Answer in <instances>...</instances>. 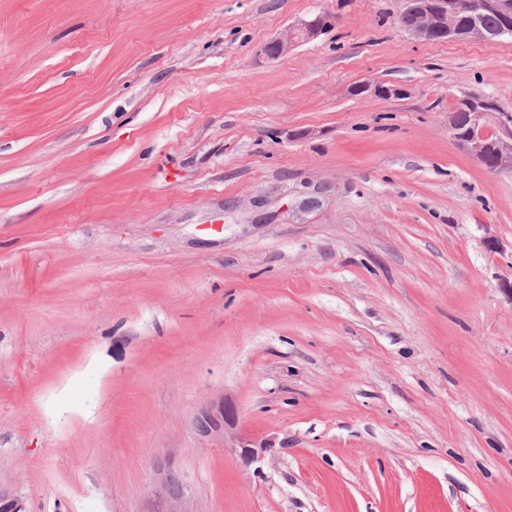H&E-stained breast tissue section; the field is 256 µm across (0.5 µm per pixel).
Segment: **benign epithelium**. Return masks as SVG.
<instances>
[{
  "label": "benign epithelium",
  "mask_w": 512,
  "mask_h": 512,
  "mask_svg": "<svg viewBox=\"0 0 512 512\" xmlns=\"http://www.w3.org/2000/svg\"><path fill=\"white\" fill-rule=\"evenodd\" d=\"M493 11L504 17L505 23L493 32L482 28L480 11ZM404 14L411 22L401 28L413 36L426 41H446L448 39H475L493 45L503 36H512V0H482L474 4L472 0H406ZM471 16L469 27L458 25L459 19ZM332 25L326 15H316L300 24L279 33L258 50V56L266 61H274L288 53L297 45L315 39ZM356 91L371 92L380 98L398 97L404 91L397 86L365 81L356 86ZM459 102L467 110L469 127L464 138L457 137V113L448 116V128L456 141L471 153L480 163H485L484 150L489 139H494L501 155L499 168H512V111L501 107L495 99L486 95L469 94ZM201 433H227V426L234 425V414L220 405L201 413L196 419ZM272 447L271 441L252 439L243 434L232 436L230 450L235 461L250 465L262 453ZM161 501L167 507L160 512H187L181 508L183 484L171 475L159 492Z\"/></svg>",
  "instance_id": "benign-epithelium-1"
}]
</instances>
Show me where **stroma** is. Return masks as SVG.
<instances>
[{
    "instance_id": "obj_1",
    "label": "stroma",
    "mask_w": 512,
    "mask_h": 512,
    "mask_svg": "<svg viewBox=\"0 0 512 512\" xmlns=\"http://www.w3.org/2000/svg\"><path fill=\"white\" fill-rule=\"evenodd\" d=\"M403 7L0 0L17 512H155L171 472L186 512H512V170L448 131L461 94L512 107V37ZM222 403L261 461L198 431ZM332 25V19L320 14L301 21L279 33L258 50V56L266 61H274L288 53L300 43L317 38ZM225 447L230 448L235 461L244 465L258 461L268 448H274L270 440H256L243 434H234L231 446Z\"/></svg>"
}]
</instances>
